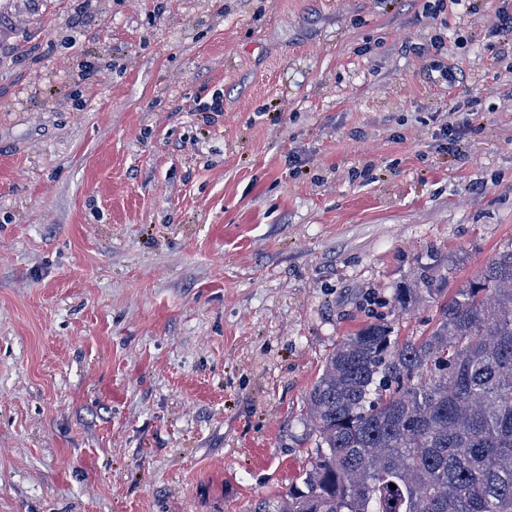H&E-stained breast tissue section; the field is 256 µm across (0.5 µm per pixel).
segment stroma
<instances>
[{
  "mask_svg": "<svg viewBox=\"0 0 512 512\" xmlns=\"http://www.w3.org/2000/svg\"><path fill=\"white\" fill-rule=\"evenodd\" d=\"M434 3L0 0V512H251L336 344L512 247L502 2ZM423 288H419L417 285L415 288H402L394 300L400 309H408L412 305L423 302L425 296L434 299L438 295L440 296L443 292V288H436L433 280L421 281Z\"/></svg>",
  "mask_w": 512,
  "mask_h": 512,
  "instance_id": "35a3bbf8",
  "label": "stroma"
}]
</instances>
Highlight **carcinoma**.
Here are the masks:
<instances>
[{
    "mask_svg": "<svg viewBox=\"0 0 512 512\" xmlns=\"http://www.w3.org/2000/svg\"><path fill=\"white\" fill-rule=\"evenodd\" d=\"M442 292L424 280L395 302ZM305 420L316 448L301 484L252 512H512V249L422 335L377 320L340 341Z\"/></svg>",
    "mask_w": 512,
    "mask_h": 512,
    "instance_id": "obj_1",
    "label": "carcinoma"
}]
</instances>
